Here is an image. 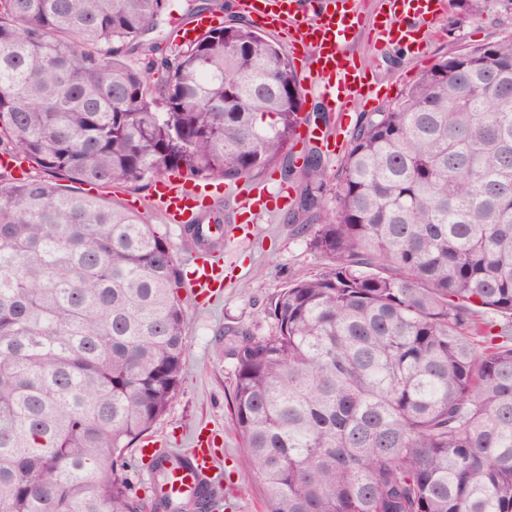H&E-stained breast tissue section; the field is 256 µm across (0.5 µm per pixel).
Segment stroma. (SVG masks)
<instances>
[{"label":"stroma","instance_id":"obj_1","mask_svg":"<svg viewBox=\"0 0 512 512\" xmlns=\"http://www.w3.org/2000/svg\"><path fill=\"white\" fill-rule=\"evenodd\" d=\"M447 10L433 25L421 28L422 58L405 47L373 41L361 33L351 41L358 65L379 90L369 104H354L343 125H354L364 111L392 105L418 76L462 46L494 41L512 34V0H483L480 16H471L464 0H447ZM224 212V288L210 305H202L188 288L180 298L187 321L185 354L179 392L151 429L153 435L185 447L197 430L211 433L224 466V500L228 512H267L268 504L255 472L243 466L242 440L232 421L230 403L234 365L225 353L224 331L234 328L266 336L272 323L267 303L293 275L313 274L325 260L297 236L287 212L261 213L253 223L234 221L233 197L216 199Z\"/></svg>","mask_w":512,"mask_h":512}]
</instances>
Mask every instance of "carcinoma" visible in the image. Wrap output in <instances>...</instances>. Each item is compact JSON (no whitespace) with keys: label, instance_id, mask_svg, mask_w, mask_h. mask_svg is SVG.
<instances>
[{"label":"carcinoma","instance_id":"cac0c4a2","mask_svg":"<svg viewBox=\"0 0 512 512\" xmlns=\"http://www.w3.org/2000/svg\"><path fill=\"white\" fill-rule=\"evenodd\" d=\"M221 0H0V512H145L128 452L179 391L182 274L116 199L235 183L290 152L305 96L247 24L164 52ZM291 221L327 263L234 335V425L269 512H512V37L360 116ZM334 181L331 202L321 190ZM192 250L210 249L201 224Z\"/></svg>","mask_w":512,"mask_h":512}]
</instances>
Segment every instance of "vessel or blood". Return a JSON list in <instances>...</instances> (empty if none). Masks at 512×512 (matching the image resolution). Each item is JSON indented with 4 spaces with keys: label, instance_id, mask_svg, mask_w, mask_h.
<instances>
[{
    "label": "vessel or blood",
    "instance_id": "1",
    "mask_svg": "<svg viewBox=\"0 0 512 512\" xmlns=\"http://www.w3.org/2000/svg\"><path fill=\"white\" fill-rule=\"evenodd\" d=\"M293 3L294 0H238L241 11L260 14L270 30L289 36L291 45L304 48V72L310 91L322 100L325 109L341 115L370 92L361 68L347 49L351 36L367 24L377 40L412 44L414 31L403 26L404 12H414L422 21L430 22L435 20L444 0H382L381 8L369 23L350 0H341V8L307 19L297 18ZM220 23V16L200 15L182 28L180 37L186 42L194 41ZM297 133L298 142L303 146L314 142L328 146L338 142L334 134L307 120L302 121ZM224 192V184L219 180L192 183L170 175L156 182L151 202L165 223L184 228L197 223L211 201ZM235 193L240 214L247 223L251 222L255 211L283 210L291 200L289 187L269 182L239 187ZM189 287L195 295L212 298L224 287V270L220 262L205 252H198ZM184 456L187 465L169 471L166 482L157 489L158 495L184 503L190 501L195 490L203 488L209 493L208 512H224L221 493L224 471L212 448L211 438L200 433L194 435Z\"/></svg>",
    "mask_w": 512,
    "mask_h": 512
}]
</instances>
